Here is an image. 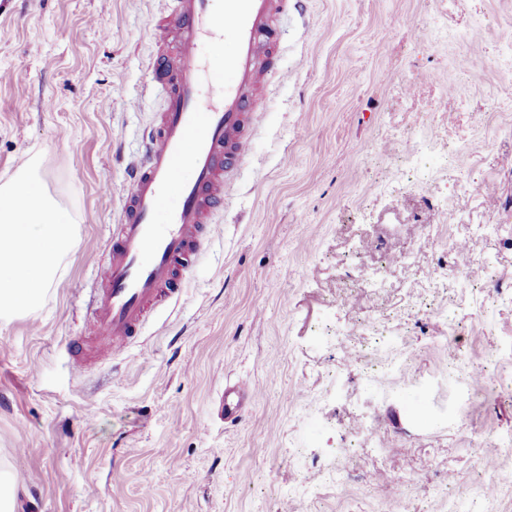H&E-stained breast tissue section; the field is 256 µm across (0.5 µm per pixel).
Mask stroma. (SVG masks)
<instances>
[{
	"mask_svg": "<svg viewBox=\"0 0 512 512\" xmlns=\"http://www.w3.org/2000/svg\"><path fill=\"white\" fill-rule=\"evenodd\" d=\"M165 9L0 0V179L39 157L77 224L40 308L0 318L14 512H512V0L283 16L286 75L180 300L77 376L66 342L162 110L148 22ZM375 316L390 374L344 359ZM228 378L259 390L233 423L215 404Z\"/></svg>",
	"mask_w": 512,
	"mask_h": 512,
	"instance_id": "obj_1",
	"label": "stroma"
}]
</instances>
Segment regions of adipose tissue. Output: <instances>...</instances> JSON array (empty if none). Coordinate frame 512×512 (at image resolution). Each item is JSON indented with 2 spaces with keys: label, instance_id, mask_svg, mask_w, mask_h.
I'll list each match as a JSON object with an SVG mask.
<instances>
[{
  "label": "adipose tissue",
  "instance_id": "obj_1",
  "mask_svg": "<svg viewBox=\"0 0 512 512\" xmlns=\"http://www.w3.org/2000/svg\"><path fill=\"white\" fill-rule=\"evenodd\" d=\"M4 197H31L37 202L26 215L0 207V314L30 313L39 307L62 260L75 247V226L61 220L62 209L44 190L35 160L26 161L0 184V199Z\"/></svg>",
  "mask_w": 512,
  "mask_h": 512
}]
</instances>
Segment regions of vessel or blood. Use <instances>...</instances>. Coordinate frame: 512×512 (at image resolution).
Masks as SVG:
<instances>
[{
    "instance_id": "1",
    "label": "vessel or blood",
    "mask_w": 512,
    "mask_h": 512,
    "mask_svg": "<svg viewBox=\"0 0 512 512\" xmlns=\"http://www.w3.org/2000/svg\"><path fill=\"white\" fill-rule=\"evenodd\" d=\"M291 4L171 0L151 19L164 44L154 64L164 78V108L128 164L129 189L99 265L93 313L83 335L67 343L74 373H83L87 351L124 354L154 312L181 296V275L211 230L207 217L223 208L229 176L248 159L259 92L280 70L279 20ZM257 399L253 386L228 383L219 406L235 420Z\"/></svg>"
}]
</instances>
